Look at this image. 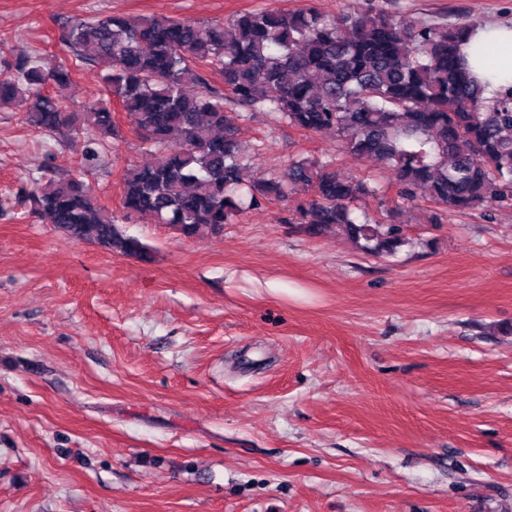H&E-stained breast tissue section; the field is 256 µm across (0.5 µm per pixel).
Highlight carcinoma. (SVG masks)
I'll use <instances>...</instances> for the list:
<instances>
[{
  "instance_id": "cac0c4a2",
  "label": "carcinoma",
  "mask_w": 512,
  "mask_h": 512,
  "mask_svg": "<svg viewBox=\"0 0 512 512\" xmlns=\"http://www.w3.org/2000/svg\"><path fill=\"white\" fill-rule=\"evenodd\" d=\"M469 29L379 10L327 16L314 6L253 11L199 25L191 20L100 14L65 30L70 61L45 67L20 55L0 62V107L22 109L44 132L82 128L89 144L75 174L21 187L17 202L76 242L149 261L115 224L82 175L96 146L119 139L111 103L153 156L122 174L128 216L187 238L219 235L247 209L306 193L286 222L317 237L339 228L365 252L392 255L404 225L357 213L378 189L346 177L333 160L300 158L274 179L249 178L238 122L259 110L309 134L333 132L341 148L391 173L401 204L435 205L430 223L512 199V87L493 98L460 52ZM103 67L106 101L68 112L45 88L71 81L77 63ZM232 102L238 111L226 110Z\"/></svg>"
}]
</instances>
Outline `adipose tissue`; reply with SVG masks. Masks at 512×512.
Listing matches in <instances>:
<instances>
[{
    "instance_id": "ef3b65f1",
    "label": "adipose tissue",
    "mask_w": 512,
    "mask_h": 512,
    "mask_svg": "<svg viewBox=\"0 0 512 512\" xmlns=\"http://www.w3.org/2000/svg\"><path fill=\"white\" fill-rule=\"evenodd\" d=\"M499 51L492 65H485L482 49ZM472 73L484 86L485 97H493L500 88L512 85V26L488 24L474 28L461 46Z\"/></svg>"
}]
</instances>
